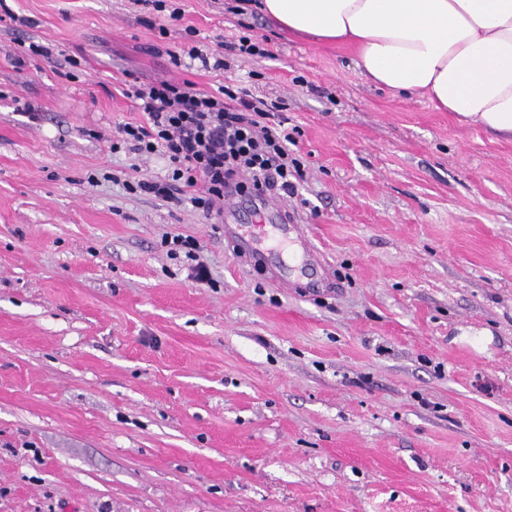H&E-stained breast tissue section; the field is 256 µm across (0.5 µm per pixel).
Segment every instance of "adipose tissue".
<instances>
[{
	"instance_id": "obj_1",
	"label": "adipose tissue",
	"mask_w": 512,
	"mask_h": 512,
	"mask_svg": "<svg viewBox=\"0 0 512 512\" xmlns=\"http://www.w3.org/2000/svg\"><path fill=\"white\" fill-rule=\"evenodd\" d=\"M283 32L351 46L374 85L512 137V0H258Z\"/></svg>"
}]
</instances>
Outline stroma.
<instances>
[{
	"mask_svg": "<svg viewBox=\"0 0 512 512\" xmlns=\"http://www.w3.org/2000/svg\"><path fill=\"white\" fill-rule=\"evenodd\" d=\"M355 59L245 0H0V512H512V138ZM134 80L276 105L321 288L129 191ZM170 251L173 254L179 253L178 250H184L186 258L191 261H195V264H190L188 270V277L196 282H204L209 279V270L205 264L200 262L196 258L195 247L196 242L190 241V239L185 238L184 240L181 238H174L170 242Z\"/></svg>",
	"mask_w": 512,
	"mask_h": 512,
	"instance_id": "1",
	"label": "stroma"
}]
</instances>
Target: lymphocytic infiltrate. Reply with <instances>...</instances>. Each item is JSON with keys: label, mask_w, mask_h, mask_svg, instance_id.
Returning <instances> with one entry per match:
<instances>
[{"label": "lymphocytic infiltrate", "mask_w": 512, "mask_h": 512, "mask_svg": "<svg viewBox=\"0 0 512 512\" xmlns=\"http://www.w3.org/2000/svg\"><path fill=\"white\" fill-rule=\"evenodd\" d=\"M143 112L139 124L120 125L131 151L167 157L166 178L139 182L141 191L173 205L191 203L212 216L226 190L291 196L303 163L288 146L294 138L247 89L207 92L183 81L130 85L125 91Z\"/></svg>", "instance_id": "lymphocytic-infiltrate-1"}]
</instances>
